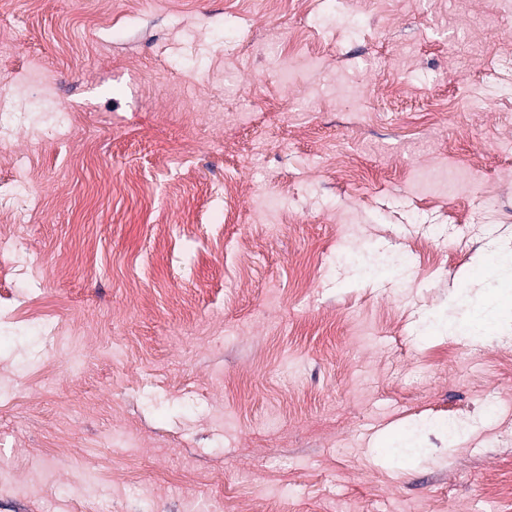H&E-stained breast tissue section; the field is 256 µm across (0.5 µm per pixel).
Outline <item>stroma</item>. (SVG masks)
<instances>
[{
  "instance_id": "35a3bbf8",
  "label": "stroma",
  "mask_w": 512,
  "mask_h": 512,
  "mask_svg": "<svg viewBox=\"0 0 512 512\" xmlns=\"http://www.w3.org/2000/svg\"><path fill=\"white\" fill-rule=\"evenodd\" d=\"M360 7L0 0V182L35 171L0 282V470L26 493L0 512H512V280L486 273L512 93L460 98L512 15ZM491 294L489 330L429 328Z\"/></svg>"
}]
</instances>
